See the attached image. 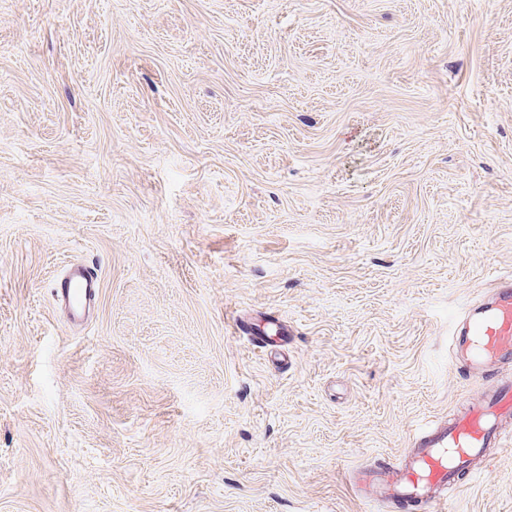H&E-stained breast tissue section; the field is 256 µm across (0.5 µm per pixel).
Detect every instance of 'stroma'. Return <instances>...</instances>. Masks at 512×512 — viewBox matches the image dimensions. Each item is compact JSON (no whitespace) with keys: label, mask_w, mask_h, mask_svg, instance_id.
I'll list each match as a JSON object with an SVG mask.
<instances>
[{"label":"stroma","mask_w":512,"mask_h":512,"mask_svg":"<svg viewBox=\"0 0 512 512\" xmlns=\"http://www.w3.org/2000/svg\"><path fill=\"white\" fill-rule=\"evenodd\" d=\"M495 274L512 0H0V512H368L489 391L448 329ZM450 507L512 512V452ZM101 275L94 265L70 261L64 265L55 284V299L73 325L85 324L98 301Z\"/></svg>","instance_id":"1"}]
</instances>
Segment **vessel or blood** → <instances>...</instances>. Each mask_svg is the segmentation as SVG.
<instances>
[{"label": "vessel or blood", "instance_id": "b4317fda", "mask_svg": "<svg viewBox=\"0 0 512 512\" xmlns=\"http://www.w3.org/2000/svg\"><path fill=\"white\" fill-rule=\"evenodd\" d=\"M100 290L98 268L83 261L65 264L54 288L74 325L89 320ZM449 366L475 378L496 373L500 379L459 413L417 428L400 461L356 468L349 484L365 504L385 506L388 512H447L448 490L472 462L489 447L512 443L500 427L512 416V275L494 276L486 296L453 313Z\"/></svg>", "mask_w": 512, "mask_h": 512}]
</instances>
